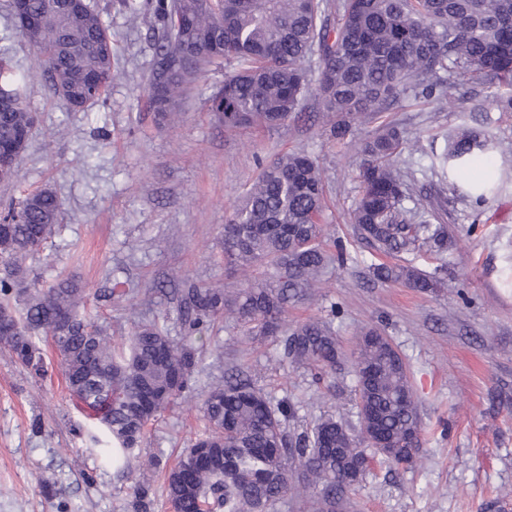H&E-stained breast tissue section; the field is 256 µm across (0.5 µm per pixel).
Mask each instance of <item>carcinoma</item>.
I'll return each instance as SVG.
<instances>
[{
	"instance_id": "carcinoma-1",
	"label": "carcinoma",
	"mask_w": 512,
	"mask_h": 512,
	"mask_svg": "<svg viewBox=\"0 0 512 512\" xmlns=\"http://www.w3.org/2000/svg\"><path fill=\"white\" fill-rule=\"evenodd\" d=\"M39 18L26 37L46 62L54 94L67 109L101 99L112 81V36L89 3L81 18L69 9L47 10L46 0H25ZM113 6L142 17L155 41L146 106L167 112L209 64L233 60L209 110L224 125L278 127L295 119L310 92L309 62L318 53L316 92L330 117L334 138L349 135L355 120L373 121L409 97H437L453 105L466 83L487 86L485 102L512 112V0H155L142 10L134 0ZM17 105L0 111V148L20 132L32 133L37 114L27 105L31 76L0 64ZM431 168L441 183L456 179L481 157L500 150L494 136L471 127L443 135ZM405 138L391 122L349 146L363 157L359 195L351 214L357 238L388 254H440L447 249L442 224H419L402 207L407 172L398 166ZM324 196L315 161L285 153L265 165L224 224V262L243 273L245 286L223 291L184 289L189 330L224 317L253 340L280 345L283 357L309 372L316 386L329 385L343 369L333 322L321 318L288 325V305L314 295L328 267L345 265L344 245L328 252L321 218ZM55 194L41 190L11 204L0 216V293L18 288L23 316L11 317L13 334L0 345L38 374L41 358L31 332L46 329L61 313L71 317L60 365L68 389L118 445L117 462L131 470L146 425L187 389L198 363L197 348L177 341L156 322L139 325L120 353L104 329L80 313L82 291L60 282L23 287L24 263L59 224ZM373 275L404 281L418 291L446 286L414 266L373 264ZM359 430L377 429L384 446L366 451L351 422L327 416L289 433L294 404L273 401L246 380L214 387L201 409L208 432L183 451L168 470L166 500L179 512H265L288 494L304 495L309 512H344L350 492L374 462L409 468L420 447L418 404L404 357L377 326L360 332L352 354ZM115 396L107 402L102 389Z\"/></svg>"
}]
</instances>
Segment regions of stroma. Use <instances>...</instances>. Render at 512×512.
Masks as SVG:
<instances>
[{"instance_id":"obj_1","label":"stroma","mask_w":512,"mask_h":512,"mask_svg":"<svg viewBox=\"0 0 512 512\" xmlns=\"http://www.w3.org/2000/svg\"><path fill=\"white\" fill-rule=\"evenodd\" d=\"M89 2L112 35L114 76L105 100L70 112L18 27L11 0H0V49L9 51L10 70L33 74L25 96L38 115L16 179L0 183V211L41 189L63 211L57 232L27 260L28 287L77 284L84 315L114 344L145 320L182 339L184 288L240 285L224 264V224L236 200L271 159L305 153L324 186L325 241L345 244L352 261L327 274L319 299L289 307L288 321L337 308L336 336L348 353L362 329L381 327L410 366L421 415L415 465L375 467L351 495L354 512H512V154L488 159L502 189L481 200L452 193L431 172L442 134L460 125L485 127L512 144V112L477 110L485 92L467 84L454 107L405 100L382 113L407 142L423 145L400 158L409 173L403 207L420 219L430 198L444 197L442 222L454 243L444 255L388 258L354 234L361 158L329 137L318 99L307 97L302 117L276 128L224 126L209 110L227 70L220 62L197 77L173 112L156 117L143 108L154 64L146 27L113 0ZM385 261L445 269L450 288L419 292L370 281L368 265ZM200 343L189 390L147 425L139 445L138 467L151 476L143 502L132 492L134 477L112 461L111 436L71 396L49 337L37 340L41 375L0 346V512H169L164 475L204 431L202 400L240 369L274 400L295 405L291 428L355 410L351 374L312 387L276 343H251L220 318Z\"/></svg>"}]
</instances>
